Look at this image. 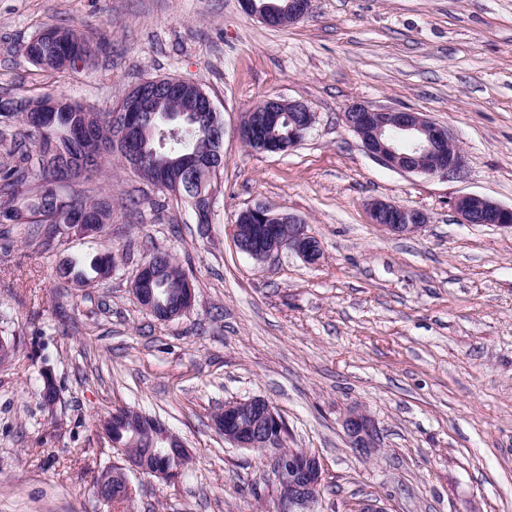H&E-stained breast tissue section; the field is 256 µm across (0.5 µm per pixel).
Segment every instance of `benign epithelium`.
<instances>
[{"label":"benign epithelium","mask_w":512,"mask_h":512,"mask_svg":"<svg viewBox=\"0 0 512 512\" xmlns=\"http://www.w3.org/2000/svg\"><path fill=\"white\" fill-rule=\"evenodd\" d=\"M243 10L267 26H283L296 23L309 14L311 0H288V7L273 3L260 6L256 0H241ZM190 82L176 78L148 79L135 86L121 104L123 120L116 143L122 146L125 165L135 169L140 164L136 149L139 133L147 114L152 111L156 87H162L172 97H184ZM262 110L240 126L239 136L258 153H287L298 146L315 122V115L299 102L279 97L268 98L261 103ZM289 112L300 113L299 121L288 131V138L274 139L266 129L276 126ZM345 125L360 140L364 150L390 169L404 173L429 176H451L465 166L464 153L454 145L448 129L430 120L425 114L391 108H375L355 105L346 111ZM451 206L463 224H493L512 228V207L503 206L475 194L455 196ZM370 223L394 234H410L428 223L427 216L385 200L369 204ZM240 224H262L268 227L266 235L257 238L253 249L266 259L277 256L285 249L298 254L309 264L317 263L321 248L308 226L299 218L274 211L266 205H256L242 210L232 225L238 232ZM151 269L144 262L132 283V293L146 310L154 305L153 291L142 287ZM217 430L224 431V440L235 448L274 452V479L277 486L275 512H315L322 486V463L318 455L290 448L273 447V433L281 432L285 425L280 415L262 397L224 403V422L216 423ZM345 427L354 448L362 452L376 449L378 433L369 417L357 410L349 411ZM129 472H151L156 478L171 483L178 479L180 471L174 469H149L145 460L124 459Z\"/></svg>","instance_id":"obj_1"}]
</instances>
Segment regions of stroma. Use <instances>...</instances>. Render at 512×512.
Wrapping results in <instances>:
<instances>
[{"mask_svg":"<svg viewBox=\"0 0 512 512\" xmlns=\"http://www.w3.org/2000/svg\"><path fill=\"white\" fill-rule=\"evenodd\" d=\"M106 43L50 74L23 54L44 26ZM198 84L224 116V165L211 224L185 203L164 220L130 198L163 200L121 162L98 179L107 235L50 244L0 224V512H273L270 457L211 426L225 401L260 396L316 453L317 512H512V229L463 224L470 193L512 206V0H312L271 28L240 0H0V99L63 93L101 111L148 78ZM299 100L316 121L285 154L252 152L244 114L268 97ZM424 113L465 152L462 171L390 169L341 120L355 103ZM383 199L427 224L396 235L372 224ZM257 204L302 218L323 257L242 254L231 226ZM190 265L195 303L160 321L131 283L152 247ZM120 249L111 277L61 279L70 259ZM58 385L40 396L41 372ZM119 407L160 418L192 460L168 484L131 477L134 502L90 487L122 457L98 422ZM365 411L378 449L343 426Z\"/></svg>","mask_w":512,"mask_h":512,"instance_id":"35a3bbf8","label":"stroma"}]
</instances>
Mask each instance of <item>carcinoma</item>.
Here are the masks:
<instances>
[{
	"label": "carcinoma",
	"instance_id": "cac0c4a2",
	"mask_svg": "<svg viewBox=\"0 0 512 512\" xmlns=\"http://www.w3.org/2000/svg\"><path fill=\"white\" fill-rule=\"evenodd\" d=\"M79 44L88 46L90 42L73 29L48 26L35 35L25 53L42 70L59 72L81 61L73 54ZM41 98L61 104L51 124L43 121L38 112L10 111L8 106L14 101L0 100V125L7 126L19 117L25 126V130L11 136L0 130V224H49L57 231H65L73 221L71 211L79 210L85 213L84 224L103 233L112 223V204L99 196L94 176L101 171L105 158L116 155L112 142L116 108L89 117L62 94L47 93ZM161 107L163 112L141 135L140 148L146 159L137 175L152 184L162 170L170 182L178 183L174 197L182 199L193 211L210 210L211 184L193 177L182 167L181 159L192 153H207L208 125L220 122L221 113L200 111L188 117L177 112L174 104L163 103ZM77 125L89 126V134L75 136L73 128ZM114 263L115 256L110 251L92 260L88 270L82 260L74 258L62 276L88 285L110 276ZM185 277L182 265L173 257L153 267L147 287L155 290L158 314L179 310L181 289L187 287ZM108 437L139 454L157 446L151 431L133 432L117 420L110 425Z\"/></svg>",
	"mask_w": 512,
	"mask_h": 512
}]
</instances>
